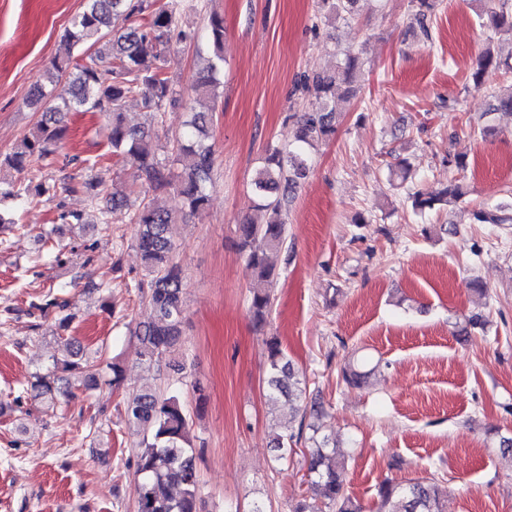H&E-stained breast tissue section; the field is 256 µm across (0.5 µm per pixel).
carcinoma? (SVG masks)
Returning <instances> with one entry per match:
<instances>
[{"mask_svg":"<svg viewBox=\"0 0 512 512\" xmlns=\"http://www.w3.org/2000/svg\"><path fill=\"white\" fill-rule=\"evenodd\" d=\"M320 2L327 17L348 18L359 0ZM436 2L412 0V24L426 37L429 36L427 18L435 10ZM184 10V0H165L159 6L152 0H84L82 10L71 18L66 32L67 40L74 46L90 40L98 43L121 20L139 18L141 22L121 28L108 45L86 54L84 62L75 65L73 72L69 71L70 60L54 61V76L47 84L35 82L29 100L30 105L49 112V119L24 135L12 152L0 160V166L4 164L19 173L39 169L63 144L64 114L93 112L108 120L112 153L131 166L134 176L144 182L145 194L152 198L134 207L124 193L114 190L105 196L101 181L81 174L70 177L65 191L81 193L94 205L102 204V223L134 227V242L141 255L143 274L134 281L133 287L154 313L152 321L135 331L140 361L149 367L159 365L178 350L186 312L185 276L175 259L176 245L171 232L172 225L179 223V216L156 204L154 197L176 191L186 207L182 212L184 217L207 205L208 183L215 164L214 147L208 143L213 114L192 113L187 130L176 141L168 158L145 142L150 129L137 130L126 125L123 109L128 98L138 96L151 118L156 120L175 93L165 75L162 54L172 40L187 39L181 29ZM479 18L482 26L512 35V10L506 8V3L486 6ZM209 27L212 53L222 62L224 18L212 15ZM342 55L335 73H316L301 80L308 104L293 114L297 124L296 145L266 150L251 182L255 208L263 213V220H246L236 230L237 249L245 258L247 270L270 286L278 279L270 254L287 246L285 201L309 173V149L336 133V90L351 83L361 66L359 52L347 49ZM500 69L512 72V64L490 44L476 60L473 86L481 87L487 72ZM216 74L214 64L196 73L190 88L191 101L214 95L218 84ZM50 190L42 181L23 189L0 181V199H24L31 203ZM465 195L463 186L454 182L429 195L412 194V207L423 213L444 208ZM474 218L484 224L512 223V213L502 207L480 209ZM273 301L269 290L253 292L249 314L253 330L265 336L266 399L271 403L288 404L291 416L299 417L297 431L274 437L279 451L277 461L286 465L294 447L307 448L309 495L298 501L291 512H362L346 493L347 465L336 439L319 434V428L311 422L325 412L324 404L315 400L309 406L300 405L307 398L306 379L295 370L279 338L267 335ZM50 308L54 311L57 329L69 330L75 313L68 294L55 293L39 310L45 314ZM63 346L67 359L53 360L51 368L34 376L31 388L36 391V397L51 402L74 381L86 390L102 384L121 386L124 370L117 359L106 363L104 373L81 362L80 351L74 350L71 340H63ZM369 375L370 372L354 362L341 371L342 380L350 386L364 385ZM124 417L128 428L140 436L135 461L136 474L140 477L136 512H200L201 480L190 439L189 416L180 390L168 385L133 392L124 402ZM444 495L445 491L432 480H418L405 487L385 480L377 489L375 512H443Z\"/></svg>","mask_w":512,"mask_h":512,"instance_id":"cac0c4a2","label":"carcinoma"}]
</instances>
